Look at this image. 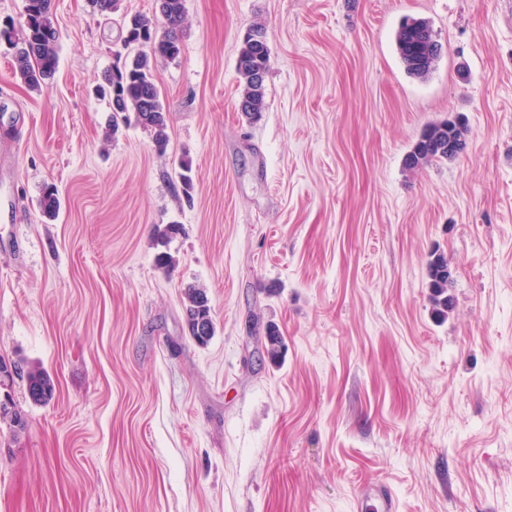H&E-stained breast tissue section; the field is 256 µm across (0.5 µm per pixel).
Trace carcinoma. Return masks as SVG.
I'll return each mask as SVG.
<instances>
[{"label": "carcinoma", "mask_w": 512, "mask_h": 512, "mask_svg": "<svg viewBox=\"0 0 512 512\" xmlns=\"http://www.w3.org/2000/svg\"><path fill=\"white\" fill-rule=\"evenodd\" d=\"M24 10L31 12L30 25L20 31L0 27V45L6 41L13 46L15 77L28 88L39 90L57 69L59 34L51 12V0H27ZM162 18V29L141 15L124 21L126 34L143 39L146 46L133 52L122 65L115 66L106 85L100 87L101 95L109 99L112 108V125L107 136L116 137L120 123L127 122L129 114L133 113L136 123L153 133V142L161 152L166 150L169 136L163 93L155 82L153 70L159 60H173L181 52L178 30L185 18L184 0H167ZM395 42L405 70L418 79L426 78L441 56V52L434 50L439 42L434 39L429 22L423 19L403 22L395 34ZM269 69L270 53L265 33L259 27H252L243 37L236 62L242 83L238 111L249 119L258 117L265 110V81L257 79V74L266 75ZM448 137V122L430 125L408 153L406 166L416 168L434 159L448 158ZM40 205L43 215L54 219L60 207L57 188L46 187ZM179 232L178 224H168L157 230L156 245L162 247L155 256L159 268L172 266L173 257L165 247ZM429 277L433 306L437 313L444 314L448 312V262L442 256L437 255L431 260ZM184 314L188 335L201 345L208 343L215 333V322L204 289L195 285L184 289ZM263 348L264 358L269 362L277 364L281 361L283 340L278 327L273 324L266 326ZM26 380L33 403L44 404L52 398L53 381L45 372L31 369ZM26 423L25 413L15 402L0 407V425L18 433L25 429Z\"/></svg>", "instance_id": "obj_1"}]
</instances>
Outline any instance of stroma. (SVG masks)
<instances>
[{
    "label": "stroma",
    "instance_id": "35a3bbf8",
    "mask_svg": "<svg viewBox=\"0 0 512 512\" xmlns=\"http://www.w3.org/2000/svg\"><path fill=\"white\" fill-rule=\"evenodd\" d=\"M52 12L42 91L0 48V359L54 382L44 405L23 375L8 389L27 426L0 429V512H379L367 488L396 512H512V0H185L181 53L155 71L163 154L133 123L106 138L93 94L124 16L155 0ZM408 18L442 46L423 80L395 48ZM253 25L271 67L251 122L236 61ZM454 117L464 152L407 169ZM165 224L183 227L168 271ZM190 284L213 307L205 345ZM255 318L278 326L280 364L258 361ZM429 288L431 299L437 313L448 312V262L437 255L429 265ZM184 314L188 335L201 345L207 344L215 333V322L204 289L195 285L184 289Z\"/></svg>",
    "mask_w": 512,
    "mask_h": 512
}]
</instances>
